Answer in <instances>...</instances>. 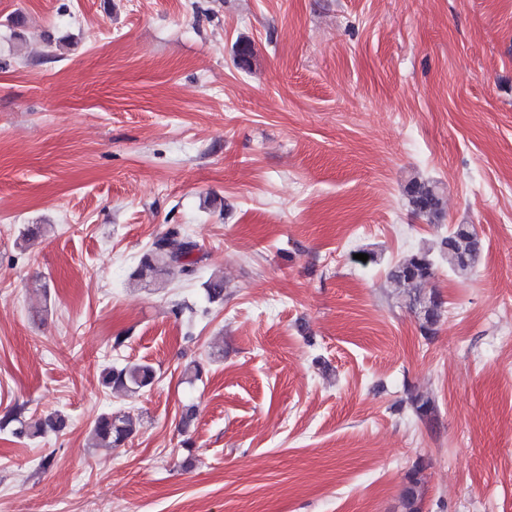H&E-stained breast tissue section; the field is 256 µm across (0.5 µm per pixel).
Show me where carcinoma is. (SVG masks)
I'll return each mask as SVG.
<instances>
[{
    "mask_svg": "<svg viewBox=\"0 0 512 512\" xmlns=\"http://www.w3.org/2000/svg\"><path fill=\"white\" fill-rule=\"evenodd\" d=\"M406 197L412 212L429 221L439 218L443 213V194L440 188L428 181L411 179L406 186ZM198 244L181 229L174 227L154 240L140 258L133 276L143 279H160L173 271L186 277H192L197 271L201 257L196 255ZM481 255V242L468 224H457L438 243L431 247H421L399 261L388 273L390 281L398 290L397 297L410 310L418 314L420 332L424 337L435 333V327L442 316V302L424 305L428 298L425 286L435 275L437 263L448 266V271L458 277H467L474 271ZM205 291L209 301L224 299V278L213 274L205 282ZM156 379L152 366L145 363H130L121 367L111 366L105 369L102 383L113 390L127 394H136L151 386ZM18 422L13 434L18 437L37 438L48 430L62 431L67 420L61 414H52L44 418L24 421L13 414H7L0 423L7 426ZM136 431V422L130 414L106 413L95 422L91 438L98 446L118 447ZM419 471L409 476L402 498L405 512H421Z\"/></svg>",
    "mask_w": 512,
    "mask_h": 512,
    "instance_id": "cac0c4a2",
    "label": "carcinoma"
}]
</instances>
